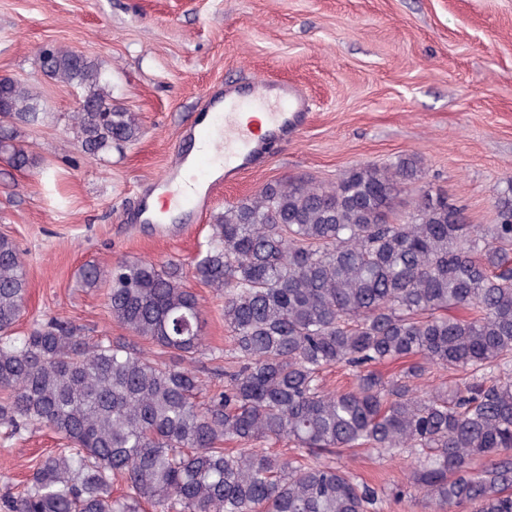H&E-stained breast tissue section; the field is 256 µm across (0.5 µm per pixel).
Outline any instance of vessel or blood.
<instances>
[{
  "label": "vessel or blood",
  "instance_id": "b4317fda",
  "mask_svg": "<svg viewBox=\"0 0 512 512\" xmlns=\"http://www.w3.org/2000/svg\"><path fill=\"white\" fill-rule=\"evenodd\" d=\"M271 91L276 109L267 118L273 130L263 135L254 131L256 119L251 111L264 104V95L250 100H224L216 95L209 98L212 122L197 121L189 130L190 140L200 145L198 152L190 164H177L170 173L171 181L179 185L177 208L186 211L205 206L220 184L214 176L216 169H223L225 177L234 176L272 142L275 134L302 124L308 103L297 89L282 84L272 86Z\"/></svg>",
  "mask_w": 512,
  "mask_h": 512
}]
</instances>
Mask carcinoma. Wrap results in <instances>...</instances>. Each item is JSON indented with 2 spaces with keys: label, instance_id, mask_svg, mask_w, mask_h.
<instances>
[{
  "label": "carcinoma",
  "instance_id": "1",
  "mask_svg": "<svg viewBox=\"0 0 512 512\" xmlns=\"http://www.w3.org/2000/svg\"><path fill=\"white\" fill-rule=\"evenodd\" d=\"M38 62L111 106L71 115L77 149L100 157L139 138L98 59L53 48ZM46 118L32 85L0 87V154L14 169L37 166L18 132ZM421 165L359 164L331 187L274 181L213 216L192 274L224 298L237 367L203 401L204 319L180 266L81 270L154 355L53 318L21 335L26 263L0 234V429L44 426L62 441L4 512H374L381 488L318 457L361 447L408 452L410 484L436 512H512V179L496 224H469L445 194L422 191L401 215ZM399 360L398 376L376 370ZM346 366L355 388L325 391L321 373ZM433 367L466 380L420 390ZM281 441L303 454L262 448Z\"/></svg>",
  "mask_w": 512,
  "mask_h": 512
}]
</instances>
